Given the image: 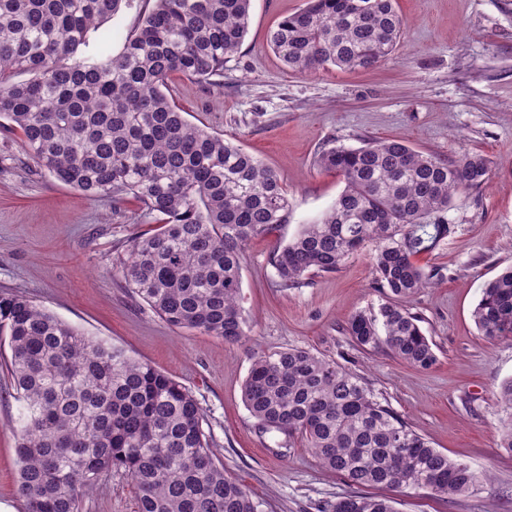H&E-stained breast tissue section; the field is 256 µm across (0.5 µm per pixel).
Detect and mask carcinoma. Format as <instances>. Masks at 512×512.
Instances as JSON below:
<instances>
[{
    "instance_id": "1",
    "label": "carcinoma",
    "mask_w": 512,
    "mask_h": 512,
    "mask_svg": "<svg viewBox=\"0 0 512 512\" xmlns=\"http://www.w3.org/2000/svg\"><path fill=\"white\" fill-rule=\"evenodd\" d=\"M124 2L0 0V128L18 130L41 170L85 196H133L158 228L136 238L120 265L127 287L169 325L237 344L245 250L288 223V190L243 148L188 121L168 79L223 73L247 34L250 0H154L119 54L85 55L90 34ZM404 26L397 0H307L278 23L270 46L292 72L368 69L395 51ZM20 70L34 77L13 81ZM316 165L344 188L319 221L275 246L280 283L334 272L373 245L385 300L353 314L347 331L363 349L384 346L414 368H433V344L407 306L429 280L415 257L450 233L426 218L483 185L488 160L370 140L333 144ZM472 316L482 336L512 341V267L485 283ZM0 332L25 407L16 445L25 512H80L82 496L115 469L130 475L137 512H260L224 474L188 388L22 294L0 295ZM243 401L266 430L305 441L356 488L323 512H396L393 498L369 488L453 499L490 482L434 448L336 360L302 347L253 353ZM497 403L499 447L512 452V379Z\"/></svg>"
}]
</instances>
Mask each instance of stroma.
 <instances>
[{
    "instance_id": "obj_1",
    "label": "stroma",
    "mask_w": 512,
    "mask_h": 512,
    "mask_svg": "<svg viewBox=\"0 0 512 512\" xmlns=\"http://www.w3.org/2000/svg\"><path fill=\"white\" fill-rule=\"evenodd\" d=\"M305 0H251L248 33L207 80L173 76L170 93L194 124L240 145L288 189V224L251 241L242 269V343L174 328L138 301L119 274L133 238L147 232L139 205L89 199L34 163L21 137L0 130V294L19 293L87 336L106 341L179 381L199 401L226 474L263 512H322L352 493L299 440L263 431L242 388L257 350L305 347L358 375L433 447L492 479L478 495L446 500L395 493L397 512H512V454L498 446L500 385L512 378V341L481 336L472 317L484 284L512 267V0H397L405 19L386 62L368 69L289 71L268 44L271 30ZM392 139L455 159L490 161L486 184L440 213L452 227L419 262L430 284L410 299L437 365L408 366L389 350L364 351L349 317L378 305L369 249L336 272L283 287L276 243L319 220L344 187L314 163L329 142L358 147ZM0 336V506L23 512L15 452L20 405ZM81 512H136L133 483L115 470L83 495Z\"/></svg>"
}]
</instances>
